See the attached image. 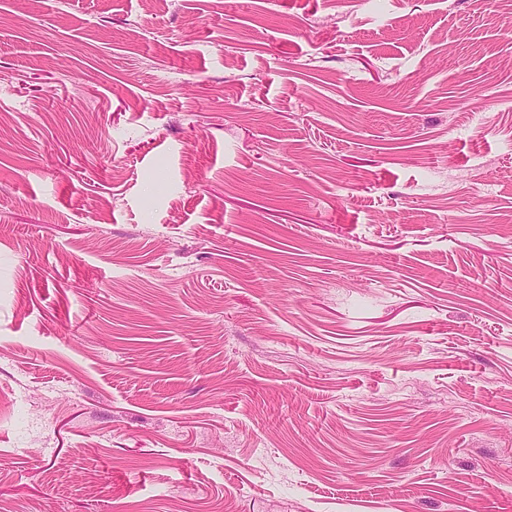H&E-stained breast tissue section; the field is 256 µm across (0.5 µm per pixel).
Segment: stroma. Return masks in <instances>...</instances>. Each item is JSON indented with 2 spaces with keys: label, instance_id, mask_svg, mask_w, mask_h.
I'll use <instances>...</instances> for the list:
<instances>
[{
  "label": "stroma",
  "instance_id": "obj_1",
  "mask_svg": "<svg viewBox=\"0 0 512 512\" xmlns=\"http://www.w3.org/2000/svg\"><path fill=\"white\" fill-rule=\"evenodd\" d=\"M512 0H0V512H512Z\"/></svg>",
  "mask_w": 512,
  "mask_h": 512
}]
</instances>
